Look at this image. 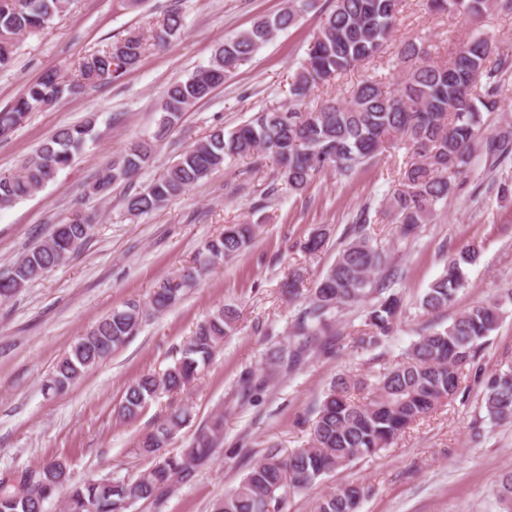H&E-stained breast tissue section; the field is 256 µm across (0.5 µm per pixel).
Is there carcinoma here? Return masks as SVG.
<instances>
[{
	"mask_svg": "<svg viewBox=\"0 0 512 512\" xmlns=\"http://www.w3.org/2000/svg\"><path fill=\"white\" fill-rule=\"evenodd\" d=\"M318 0H288L273 17L224 40L208 65L187 79L170 84L161 104L162 115L150 138L132 140L124 153L102 167L88 186V194L104 195L112 186L127 183L153 155L156 143L168 136L187 111L208 97L240 66L249 62L279 31L294 26L302 12ZM68 0H0V67L9 66L19 36L41 28L62 12ZM437 13H449L476 25L490 11L512 16V0H426ZM405 0H330L299 64L291 86L290 104L255 113L226 133L215 129L169 165L156 179L123 198L125 211L142 216L197 185L212 171L237 158L271 154L277 164L262 190V201L279 192V184L293 193L307 190L316 175L333 171L345 178L357 174L392 142H407L411 161L399 173L398 186L387 197L384 211L399 224L400 236L413 234L434 215L436 205L454 193L456 179L472 154L486 150L495 156L512 153V132L484 136V114L500 109V82L512 71V56L495 53L481 34L460 44L445 62H432L415 39L402 41L397 65L407 74L391 87L373 77L363 79L345 98H332L316 108L305 106L310 93L378 56L391 37ZM182 26L176 9L167 11L154 34L164 47ZM143 52L133 33L86 57L81 80L94 84L117 78L133 67ZM81 85L62 80L50 71L31 84L11 107L0 111V137L8 136L27 115L60 102ZM94 125L87 121L57 131L25 162L17 175L0 176V209L19 201L54 179L70 165ZM369 212L355 218L354 237L334 263L308 291L306 305L297 315L293 339L279 346L272 365L293 369L312 345L329 331L348 307L371 298L366 326L358 341L376 346L392 336L398 325L401 297L378 283L394 276L387 255L365 233ZM93 228V218L79 209L29 247L0 275V302L14 298L28 283L64 264L82 247ZM258 225L226 224L206 240L191 265L162 279L146 302H127L114 309L78 340L53 367L49 390H67L90 367L136 334L144 318L158 316L175 306L212 266L244 252ZM326 230L314 229L302 249L315 255L324 249ZM476 245L446 260L443 273L419 301L427 313L448 306L467 282L468 266L477 262ZM507 299L477 302L460 312L445 327L413 341L406 351L371 381L341 374L323 392L310 428L307 447L286 456L269 448L252 465L236 488L214 504V512H286L288 497L304 491L318 479L352 462L378 454L402 433L461 391L467 367L473 365L489 336L502 319ZM238 313L231 306L218 308L199 324L181 357L160 374H147L130 384L118 414L135 418L148 402L192 382L210 360L215 346L236 329ZM481 407L497 423H512V366L491 375L485 383ZM185 411H174L139 443L153 458V466L133 482L110 479L72 483L68 465L53 461L40 468L22 469L0 479V512H43L46 500L68 489L67 512H125L137 500L157 498L175 480H190L212 454L222 435L224 417L200 426L192 442L178 454L166 445L186 422ZM372 489L347 483L321 498L315 512H358ZM497 495L512 512V470L499 476Z\"/></svg>",
	"mask_w": 512,
	"mask_h": 512,
	"instance_id": "1",
	"label": "carcinoma"
}]
</instances>
